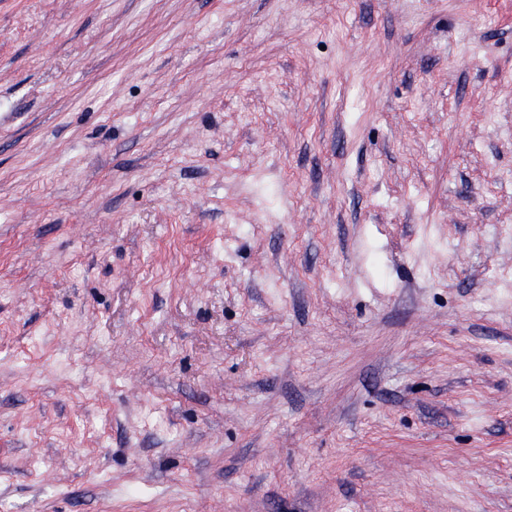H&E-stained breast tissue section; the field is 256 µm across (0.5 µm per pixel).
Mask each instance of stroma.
<instances>
[{"mask_svg":"<svg viewBox=\"0 0 512 512\" xmlns=\"http://www.w3.org/2000/svg\"><path fill=\"white\" fill-rule=\"evenodd\" d=\"M0 512H512V0H0Z\"/></svg>","mask_w":512,"mask_h":512,"instance_id":"obj_1","label":"stroma"}]
</instances>
